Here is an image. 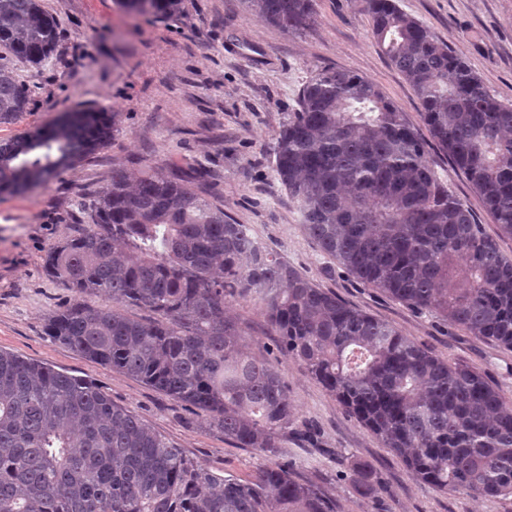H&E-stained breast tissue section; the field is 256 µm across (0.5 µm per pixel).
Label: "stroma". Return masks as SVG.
Masks as SVG:
<instances>
[{
	"label": "stroma",
	"mask_w": 512,
	"mask_h": 512,
	"mask_svg": "<svg viewBox=\"0 0 512 512\" xmlns=\"http://www.w3.org/2000/svg\"><path fill=\"white\" fill-rule=\"evenodd\" d=\"M57 22V48L43 65L4 57L29 86L31 100L16 120L0 124V140L54 122L64 112L95 108L115 115L110 143L49 183L23 194L0 192V349L84 377L113 403L150 425L211 472L249 478L266 456L236 448L201 418L142 382L93 363L45 334L47 315L73 294L42 268L48 249L82 229L80 203L109 183L112 170L139 175L144 165L202 177L193 186L224 204L238 224L321 288L385 320L451 363L481 371L512 403V350L479 340L433 312L418 311L350 277L305 233L287 191L272 170L271 146L300 88L320 67L377 83L420 134L428 129L404 77L389 64L359 0H314L310 25L285 32L247 14L242 0H181L179 14L153 18L116 0H40ZM461 57L495 96L512 102V0H398ZM438 175L473 212L504 255L480 196L456 175L447 156L429 146ZM227 313L246 350L279 359L300 422L317 441L288 437L283 458L297 479L319 487L336 512H512V497L439 492L412 475L400 457L350 418L304 366L278 357L258 300H236ZM367 465L377 494L359 495L348 475Z\"/></svg>",
	"instance_id": "stroma-1"
}]
</instances>
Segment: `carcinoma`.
<instances>
[{"label": "carcinoma", "mask_w": 512, "mask_h": 512, "mask_svg": "<svg viewBox=\"0 0 512 512\" xmlns=\"http://www.w3.org/2000/svg\"><path fill=\"white\" fill-rule=\"evenodd\" d=\"M178 0H119L173 15ZM372 36L412 87L433 140L512 236V103L499 100L398 0H360ZM287 32L313 0H245ZM39 0H0V46L35 65L56 47ZM29 87L0 64V123ZM114 123L75 110L0 141V191H26L104 148ZM273 172L321 251L348 275L478 339L512 350V258L427 160L426 142L372 80L316 70L275 136ZM90 224L52 246L46 276L75 293L46 335L196 412L237 448L277 454L296 410L278 368L244 349L230 300L257 296L279 354L300 361L345 413L436 491L512 497V403L476 369L450 364L263 247L190 179L121 167L87 208ZM110 304L92 306L86 295ZM135 307L148 319L128 316ZM355 489L377 491L365 465ZM0 512H335L293 462L219 477L91 381L0 350Z\"/></svg>", "instance_id": "cac0c4a2"}]
</instances>
